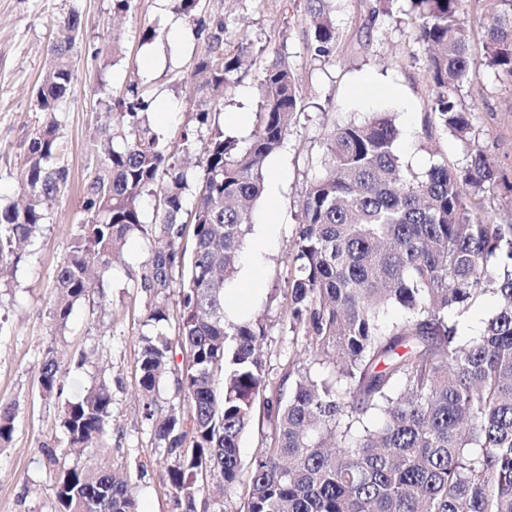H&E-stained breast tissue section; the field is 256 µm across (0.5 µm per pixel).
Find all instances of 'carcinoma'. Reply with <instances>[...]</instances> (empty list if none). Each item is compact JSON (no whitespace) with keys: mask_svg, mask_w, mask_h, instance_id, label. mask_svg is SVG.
<instances>
[{"mask_svg":"<svg viewBox=\"0 0 512 512\" xmlns=\"http://www.w3.org/2000/svg\"><path fill=\"white\" fill-rule=\"evenodd\" d=\"M414 27L426 54L435 123L422 128L465 140L472 114L460 93L476 76L468 0H390ZM334 0H307L314 41L336 46ZM481 65L512 81V0H490L480 20ZM76 12L55 23L53 68L33 90L47 117L27 143L23 207H0V267L35 244L49 203L66 183L56 113L72 92ZM216 24L197 71L206 100L185 125L193 142L211 131L193 209L192 245L179 246L189 170L153 131L152 101L135 79L113 101L115 125L99 130L101 173L83 195L86 219L54 280L51 312L64 331L73 307L107 297L104 275L136 232L153 241L136 285L149 291L141 337L139 385L153 440L174 457L166 478L182 512H208L209 482L242 475L240 441L265 396L275 425L270 445L247 470V493L234 512H512V224L479 213L498 171L477 146L466 166L437 163L417 174L395 149L401 129L388 112L336 126L323 172L307 186L287 279L293 331L302 334L326 375L297 371L287 400L266 381L259 318L230 322L224 291L237 272L251 224L249 204L262 193L268 158L283 145L300 111L293 70L284 58L262 71V101L250 143L241 148L216 125L224 90L250 52L242 37L224 48ZM472 187L471 195L462 186ZM158 200L155 223L142 200ZM184 272L178 336L169 337L168 290ZM494 295L499 306L482 335L460 343L458 322ZM391 306L402 310L387 319ZM181 355V361L175 356ZM223 378L222 393L215 379ZM173 382L187 411L165 407ZM64 369L48 349L37 376L47 398L63 393ZM15 406H0V445L12 440ZM67 445L91 454L112 436V389L102 379L60 413ZM56 512H136L128 479L93 459L57 474Z\"/></svg>","mask_w":512,"mask_h":512,"instance_id":"1","label":"carcinoma"}]
</instances>
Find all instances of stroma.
I'll return each mask as SVG.
<instances>
[{
	"label": "stroma",
	"mask_w": 512,
	"mask_h": 512,
	"mask_svg": "<svg viewBox=\"0 0 512 512\" xmlns=\"http://www.w3.org/2000/svg\"><path fill=\"white\" fill-rule=\"evenodd\" d=\"M73 10L80 14L81 31L72 61L73 93L62 107L59 128L68 178L33 252L24 253L0 282V403L16 407L12 440L0 448V512H55V478L41 445L63 444L62 405L100 379L112 385V439L98 462L131 471L139 512H182L165 477L167 454L152 441L139 390V338L146 331L149 298L130 276L145 265L149 239L132 235L123 261L106 273L105 309L76 305L62 335L55 333L49 312L56 269L85 219L84 188L101 166L98 131L111 120L110 103L122 95L128 77L136 76L152 101V128L177 142L198 109L202 79L196 65L209 39L193 34L179 0H135L133 9L119 15L112 0H0L1 204L21 200L26 141L44 121L33 90L49 68L54 25ZM197 15L209 25L223 21L226 47L243 36L252 42L247 66L224 94L219 126L226 136L244 144L252 135L259 76L267 62L286 57L299 78L301 110L283 147L268 160L252 213L251 233L266 244L258 251L246 248L242 256L261 284L251 313L266 325L262 348L269 379L286 395L290 389L281 380L287 370L313 363L305 340L292 332L285 292L301 199L321 170L327 134L335 124L371 112L393 113L402 130L395 148L418 174L443 160L463 165L472 146H480L501 175L484 192L486 214L495 223L512 224V82L478 70L461 98L474 116L471 142L439 132L427 140L421 136L432 118L426 56L402 12L385 0H338L333 20L339 40L326 57L315 50L306 0H200ZM149 25L160 34L146 42L141 35ZM50 348L63 357L68 374L62 397L46 400L36 379ZM82 354L88 361L80 368L75 360Z\"/></svg>",
	"instance_id": "stroma-1"
}]
</instances>
